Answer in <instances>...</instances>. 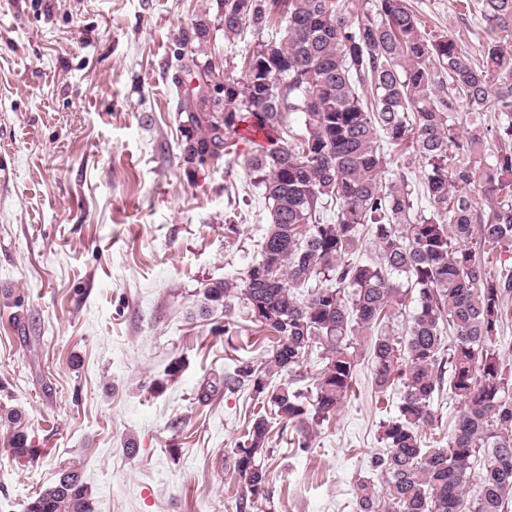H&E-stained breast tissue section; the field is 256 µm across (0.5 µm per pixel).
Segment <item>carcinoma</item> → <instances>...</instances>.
I'll list each match as a JSON object with an SVG mask.
<instances>
[{
	"mask_svg": "<svg viewBox=\"0 0 512 512\" xmlns=\"http://www.w3.org/2000/svg\"><path fill=\"white\" fill-rule=\"evenodd\" d=\"M366 3L355 13L345 0H211L179 33V45L195 47L181 65L183 159L232 154L245 122L263 135L245 166L271 222L244 277L204 290L207 306L241 304L270 333L259 365L224 375L225 387L246 381L255 397L235 467L250 500L266 499L272 421L309 447L314 428L352 395L365 345L375 392L401 389L398 415L380 425L376 478L357 482L356 512H512V367L500 345L512 267L491 271L492 257L512 250V53L499 45L512 37V0L467 5L486 36L477 59L449 34L422 33L407 0ZM212 11L224 15L227 43L245 30L257 37L231 85L197 58ZM461 103L497 115L496 149L479 129L461 131ZM294 112L304 114L299 134L288 126ZM385 143L419 157L429 216L414 214L418 192L405 173L386 178ZM367 239L374 261L363 258ZM313 354L320 368L310 390L271 386L276 375L306 380L301 368ZM445 389L461 410L447 435L428 437ZM11 447L19 459L35 456L21 429ZM24 512L95 507L69 471Z\"/></svg>",
	"mask_w": 512,
	"mask_h": 512,
	"instance_id": "obj_1",
	"label": "carcinoma"
}]
</instances>
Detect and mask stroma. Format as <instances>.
<instances>
[{
  "mask_svg": "<svg viewBox=\"0 0 512 512\" xmlns=\"http://www.w3.org/2000/svg\"><path fill=\"white\" fill-rule=\"evenodd\" d=\"M208 3L0 0V413L20 409L37 450L16 459L0 423V512L67 470L96 512H253L233 451L254 400L224 375L264 348L203 292L242 275L270 214L249 133L203 164L179 150L177 39ZM409 4L479 55L456 0ZM355 379L308 450L273 437L264 512H355L399 402H378L367 357Z\"/></svg>",
  "mask_w": 512,
  "mask_h": 512,
  "instance_id": "obj_1",
  "label": "stroma"
}]
</instances>
